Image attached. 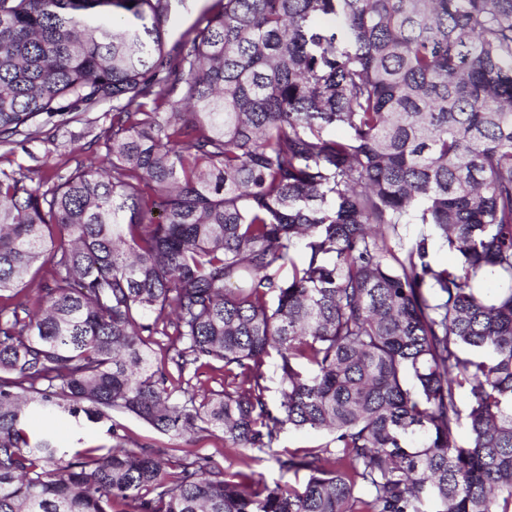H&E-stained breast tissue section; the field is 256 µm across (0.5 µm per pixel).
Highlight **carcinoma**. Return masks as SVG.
Masks as SVG:
<instances>
[{
	"label": "carcinoma",
	"mask_w": 512,
	"mask_h": 512,
	"mask_svg": "<svg viewBox=\"0 0 512 512\" xmlns=\"http://www.w3.org/2000/svg\"><path fill=\"white\" fill-rule=\"evenodd\" d=\"M171 8L0 0V145L112 103L107 165L0 170V512H512V0H216L170 46ZM115 413L329 437L263 493ZM54 433L59 445L72 454L75 450L82 449L80 447L96 446L107 443V438L102 428L97 425H89L79 430L66 420L59 421L55 424ZM83 438L87 445L79 444L78 439Z\"/></svg>",
	"instance_id": "carcinoma-1"
}]
</instances>
